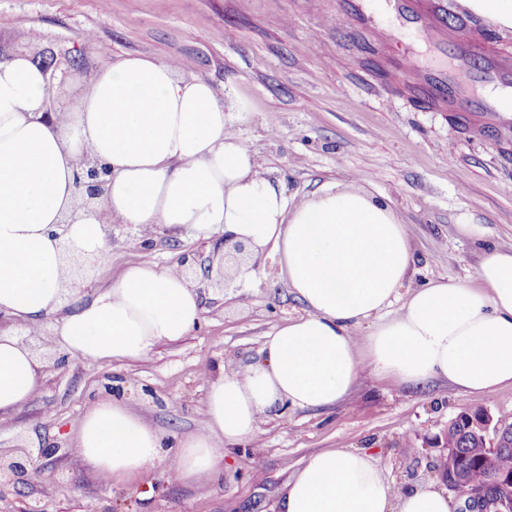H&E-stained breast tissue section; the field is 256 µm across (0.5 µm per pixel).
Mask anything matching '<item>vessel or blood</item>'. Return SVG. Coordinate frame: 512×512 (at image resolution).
<instances>
[{
	"label": "vessel or blood",
	"mask_w": 512,
	"mask_h": 512,
	"mask_svg": "<svg viewBox=\"0 0 512 512\" xmlns=\"http://www.w3.org/2000/svg\"><path fill=\"white\" fill-rule=\"evenodd\" d=\"M390 7L394 20L386 24L378 23L367 0H347L345 15L355 27L376 31L380 44L408 31L421 43L451 51L453 58L448 66L439 67L420 55H406L393 62L388 80L407 76L411 86L428 97L482 113L499 128L512 127V106L480 90L484 84L512 80L511 55H490L482 38L449 28L433 0H391Z\"/></svg>",
	"instance_id": "b4317fda"
}]
</instances>
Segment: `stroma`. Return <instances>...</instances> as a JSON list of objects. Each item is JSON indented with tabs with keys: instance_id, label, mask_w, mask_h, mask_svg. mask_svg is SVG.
I'll return each mask as SVG.
<instances>
[{
	"instance_id": "1",
	"label": "stroma",
	"mask_w": 512,
	"mask_h": 512,
	"mask_svg": "<svg viewBox=\"0 0 512 512\" xmlns=\"http://www.w3.org/2000/svg\"><path fill=\"white\" fill-rule=\"evenodd\" d=\"M343 0H0V49L31 59L51 56L53 106L66 108L97 70L128 56L182 61L185 77L231 88L243 112L234 129L287 195L303 197L332 182L350 183L389 204L411 235L410 283L475 280L482 244L512 247V130L484 125L476 113L436 110L390 87L362 51L364 33L340 21ZM441 13L465 17L489 50L512 53V27L472 13L463 0H436ZM484 225V242L459 231ZM106 261L88 266L82 293L108 283L110 268L174 264L186 253L208 258L218 238L159 226L151 249L133 229L107 227ZM250 288L237 268L224 284L197 291L203 311L187 336L159 342L143 360L57 364L51 324L30 342L44 359L39 392L0 425V459L56 449L48 480L0 485V512H276L281 491L312 452L370 453L393 490L439 485L432 443L465 409L512 416V389L458 394L438 381L414 389L366 374L336 406L282 408L254 438L228 451L224 471L205 484L169 479L159 464L136 488L112 487L82 463L71 439L86 402L106 385L125 390L130 407L165 435L199 430L205 375L216 363L236 370L258 359L266 332L304 307L271 255Z\"/></svg>"
}]
</instances>
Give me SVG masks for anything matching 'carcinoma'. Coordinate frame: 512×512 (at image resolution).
<instances>
[{
    "label": "carcinoma",
    "mask_w": 512,
    "mask_h": 512,
    "mask_svg": "<svg viewBox=\"0 0 512 512\" xmlns=\"http://www.w3.org/2000/svg\"><path fill=\"white\" fill-rule=\"evenodd\" d=\"M477 414L476 410H463L448 422L440 438L457 452L445 458L439 470L446 475L460 467L467 471L468 480L474 487L485 488L490 485L493 472L512 473V418L495 417L503 442L496 456L485 463L476 459L474 452V449L483 447L482 438L470 429L471 417Z\"/></svg>",
    "instance_id": "carcinoma-1"
}]
</instances>
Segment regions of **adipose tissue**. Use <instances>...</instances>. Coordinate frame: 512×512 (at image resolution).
Wrapping results in <instances>:
<instances>
[{"label": "adipose tissue", "instance_id": "ef3b65f1", "mask_svg": "<svg viewBox=\"0 0 512 512\" xmlns=\"http://www.w3.org/2000/svg\"><path fill=\"white\" fill-rule=\"evenodd\" d=\"M47 76L32 59L0 60V421L41 387L43 366L19 328L55 317L59 353L122 363L187 335L199 295L178 266L116 270L84 299L81 265L103 258L104 217L138 232L223 231L252 258L273 248L304 315L267 334L244 370L206 377L204 425L174 440L119 396L89 401L73 438L100 479L127 486L165 462L174 481L203 483L227 446L254 437L283 407L336 405L364 372L416 387L448 382L462 395L512 388V249L485 251L476 282L411 286V237L392 208L329 184L288 198L258 168L216 89L168 62L126 57L100 68L71 108L46 115ZM109 166L104 198L84 207L75 171ZM280 512H449L434 486L391 489L364 451L311 454L285 484Z\"/></svg>", "mask_w": 512, "mask_h": 512}]
</instances>
